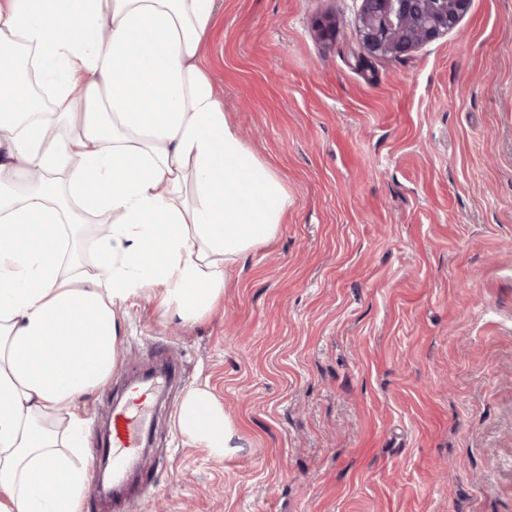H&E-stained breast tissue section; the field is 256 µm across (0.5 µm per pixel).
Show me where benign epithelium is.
<instances>
[{"instance_id":"1","label":"benign epithelium","mask_w":512,"mask_h":512,"mask_svg":"<svg viewBox=\"0 0 512 512\" xmlns=\"http://www.w3.org/2000/svg\"><path fill=\"white\" fill-rule=\"evenodd\" d=\"M471 0H362L360 46L368 57H400L454 29Z\"/></svg>"}]
</instances>
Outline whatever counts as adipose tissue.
<instances>
[{"mask_svg": "<svg viewBox=\"0 0 512 512\" xmlns=\"http://www.w3.org/2000/svg\"><path fill=\"white\" fill-rule=\"evenodd\" d=\"M216 0H0V71L32 55L53 106L0 84V512H82L81 400L116 364L119 311L182 321L224 301L225 271L276 237L288 190L239 137L202 65ZM112 218L92 269L69 229ZM178 427L224 456L208 389Z\"/></svg>", "mask_w": 512, "mask_h": 512, "instance_id": "1", "label": "adipose tissue"}]
</instances>
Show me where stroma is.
<instances>
[{"label":"stroma","instance_id":"1","mask_svg":"<svg viewBox=\"0 0 512 512\" xmlns=\"http://www.w3.org/2000/svg\"><path fill=\"white\" fill-rule=\"evenodd\" d=\"M360 6L221 0L203 66L290 205L208 319L121 310L87 457L130 377L177 371L130 512H512V0L399 59L363 56ZM202 385L221 458L176 424Z\"/></svg>","mask_w":512,"mask_h":512}]
</instances>
